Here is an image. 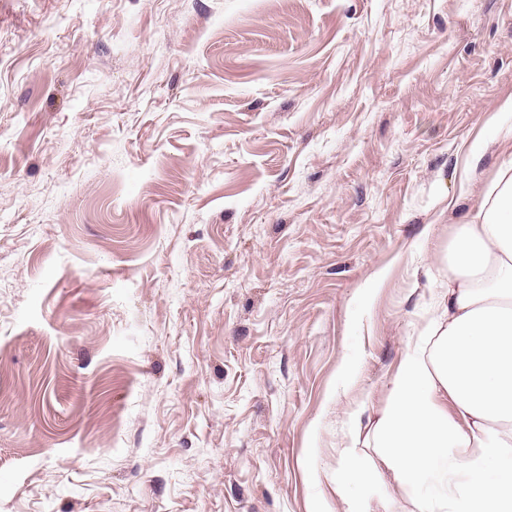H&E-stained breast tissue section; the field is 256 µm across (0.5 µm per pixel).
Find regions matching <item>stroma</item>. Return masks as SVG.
Segmentation results:
<instances>
[{"mask_svg": "<svg viewBox=\"0 0 512 512\" xmlns=\"http://www.w3.org/2000/svg\"><path fill=\"white\" fill-rule=\"evenodd\" d=\"M511 100L512 0H0V512H346ZM371 472L369 456L357 451L356 448H345L344 463L336 468L334 485L336 493L348 502L346 512H369L366 510L363 497L356 492L359 483Z\"/></svg>", "mask_w": 512, "mask_h": 512, "instance_id": "1", "label": "stroma"}]
</instances>
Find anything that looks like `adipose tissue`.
Here are the masks:
<instances>
[{
    "instance_id": "1",
    "label": "adipose tissue",
    "mask_w": 512,
    "mask_h": 512,
    "mask_svg": "<svg viewBox=\"0 0 512 512\" xmlns=\"http://www.w3.org/2000/svg\"><path fill=\"white\" fill-rule=\"evenodd\" d=\"M448 267L408 340L373 454L413 512H512V161L460 224ZM370 455L345 449L336 470L348 512H367L357 488Z\"/></svg>"
}]
</instances>
